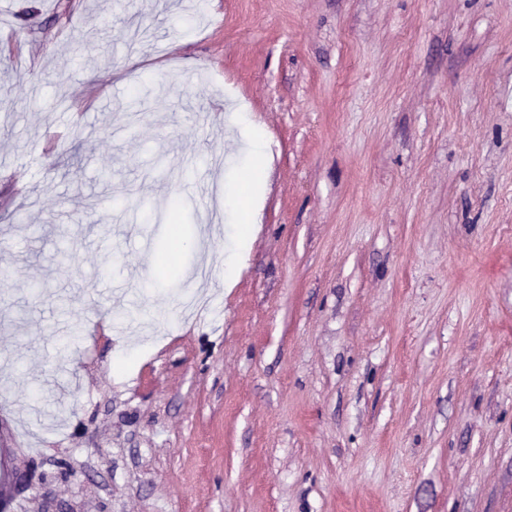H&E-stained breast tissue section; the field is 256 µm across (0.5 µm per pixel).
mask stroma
Instances as JSON below:
<instances>
[{
  "instance_id": "obj_1",
  "label": "stroma",
  "mask_w": 512,
  "mask_h": 512,
  "mask_svg": "<svg viewBox=\"0 0 512 512\" xmlns=\"http://www.w3.org/2000/svg\"><path fill=\"white\" fill-rule=\"evenodd\" d=\"M4 2L0 512H512V0ZM251 165L235 178L224 182V221L234 223V234L231 239L237 250H225L224 271L229 278L239 253L247 248L253 233L255 212L252 206V195L255 188L261 184L264 173L265 152L262 143L254 140L249 147ZM250 185V187H249ZM249 187V193L244 201V195Z\"/></svg>"
}]
</instances>
